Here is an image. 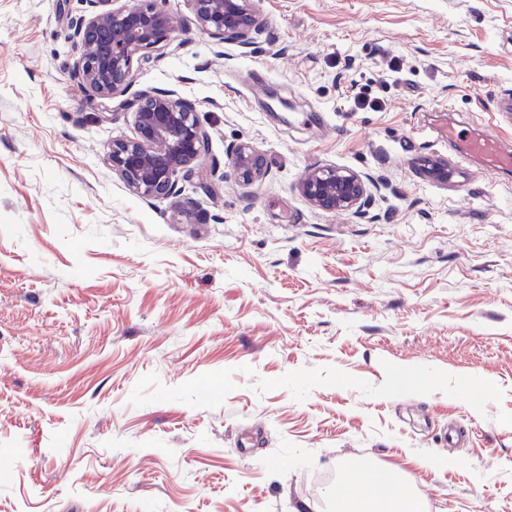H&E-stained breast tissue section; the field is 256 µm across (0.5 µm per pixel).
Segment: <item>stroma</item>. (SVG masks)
Wrapping results in <instances>:
<instances>
[{"instance_id": "1", "label": "stroma", "mask_w": 512, "mask_h": 512, "mask_svg": "<svg viewBox=\"0 0 512 512\" xmlns=\"http://www.w3.org/2000/svg\"><path fill=\"white\" fill-rule=\"evenodd\" d=\"M155 5L170 42L104 100L79 0H0V512H333L360 462L417 512H512V169L438 136L512 152V0H254L249 49ZM148 87L210 135L151 202L108 160ZM317 167L366 180L362 209L314 207ZM464 149L466 153L484 161L489 175L512 168V154L504 152L496 141L483 134L467 133L464 136ZM234 170L239 179L249 182L263 171L261 155L249 144H240L231 150Z\"/></svg>"}]
</instances>
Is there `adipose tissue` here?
I'll list each match as a JSON object with an SVG mask.
<instances>
[{"mask_svg":"<svg viewBox=\"0 0 512 512\" xmlns=\"http://www.w3.org/2000/svg\"><path fill=\"white\" fill-rule=\"evenodd\" d=\"M336 505L341 512H408L410 507L401 479L372 466L344 474Z\"/></svg>","mask_w":512,"mask_h":512,"instance_id":"adipose-tissue-1","label":"adipose tissue"}]
</instances>
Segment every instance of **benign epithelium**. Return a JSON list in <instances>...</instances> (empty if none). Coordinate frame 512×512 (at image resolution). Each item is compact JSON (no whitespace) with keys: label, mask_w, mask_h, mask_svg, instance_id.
<instances>
[{"label":"benign epithelium","mask_w":512,"mask_h":512,"mask_svg":"<svg viewBox=\"0 0 512 512\" xmlns=\"http://www.w3.org/2000/svg\"><path fill=\"white\" fill-rule=\"evenodd\" d=\"M117 0H81L83 9L66 13L77 58L75 75L86 90L102 99L125 92L134 59L170 40L168 13L154 0H133L114 7ZM199 28L217 43L253 44L259 22L252 0H189ZM138 137L112 142L109 160L134 194L148 200L179 193L178 174L190 175L209 149L208 133L197 117L196 103L174 90H141L136 95ZM239 179L249 182L263 171L261 155L249 144L231 150ZM303 195L325 211L357 207L367 192L363 179L336 168L310 170L301 179Z\"/></svg>","instance_id":"obj_1"}]
</instances>
